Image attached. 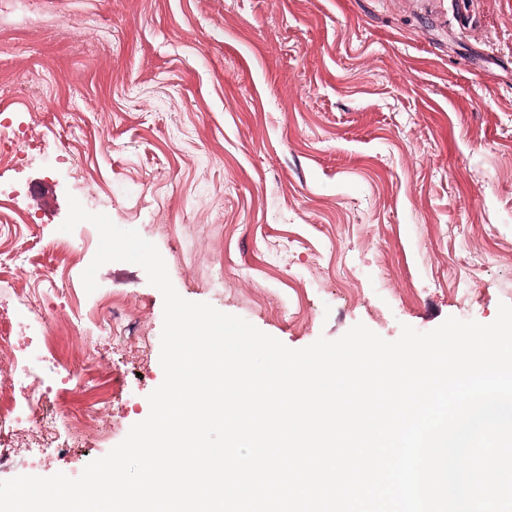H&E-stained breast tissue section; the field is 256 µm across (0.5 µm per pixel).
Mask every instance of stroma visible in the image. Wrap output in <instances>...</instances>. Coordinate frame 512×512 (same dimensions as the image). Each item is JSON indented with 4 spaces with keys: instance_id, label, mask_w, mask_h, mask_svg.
Segmentation results:
<instances>
[{
    "instance_id": "35a3bbf8",
    "label": "stroma",
    "mask_w": 512,
    "mask_h": 512,
    "mask_svg": "<svg viewBox=\"0 0 512 512\" xmlns=\"http://www.w3.org/2000/svg\"><path fill=\"white\" fill-rule=\"evenodd\" d=\"M2 112L44 144L66 134L77 161L0 130V185L32 215L0 251L31 238L48 267L69 241L74 285L99 238L60 232L72 196L153 242L181 297L292 349L512 304V0H0ZM1 278L36 294L59 357L91 378L65 407L109 403L114 427L14 473L78 477L150 412L163 297L138 265L99 269L150 338L105 367L62 291Z\"/></svg>"
}]
</instances>
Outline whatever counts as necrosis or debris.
Here are the masks:
<instances>
[{
  "mask_svg": "<svg viewBox=\"0 0 512 512\" xmlns=\"http://www.w3.org/2000/svg\"><path fill=\"white\" fill-rule=\"evenodd\" d=\"M0 316L10 323L9 332L0 334V353L8 359L9 387L15 392L10 404L0 408L1 477L16 467L21 447H51L62 432L72 442L85 441L88 420L98 418L101 410L96 407L88 415L77 416L50 399L46 364H57L65 390L80 389L84 379L80 368L58 364L47 342L54 326L36 298L18 293L13 282H1ZM70 328L85 332L92 344L105 345V352L96 355L105 365L112 362L111 346L127 351L147 342L123 304L105 294L96 296L89 305L76 302Z\"/></svg>",
  "mask_w": 512,
  "mask_h": 512,
  "instance_id": "obj_1",
  "label": "necrosis or debris"
}]
</instances>
